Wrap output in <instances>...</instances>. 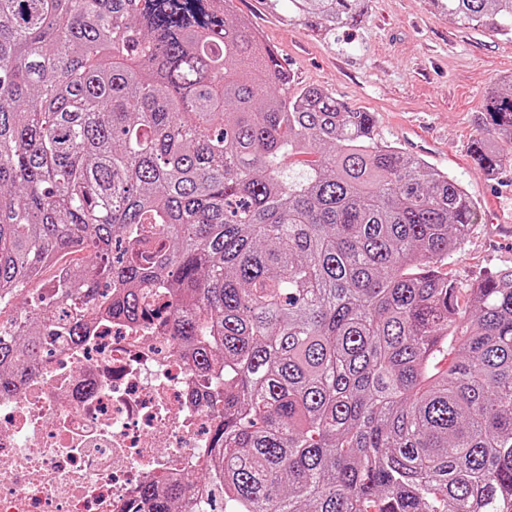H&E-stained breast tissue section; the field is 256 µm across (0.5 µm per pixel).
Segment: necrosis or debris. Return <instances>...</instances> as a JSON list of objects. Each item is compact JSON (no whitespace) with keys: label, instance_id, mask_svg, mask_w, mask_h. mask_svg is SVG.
<instances>
[{"label":"necrosis or debris","instance_id":"1","mask_svg":"<svg viewBox=\"0 0 512 512\" xmlns=\"http://www.w3.org/2000/svg\"><path fill=\"white\" fill-rule=\"evenodd\" d=\"M0 397V512H126L149 479L183 480L219 416L178 339L157 320L97 317Z\"/></svg>","mask_w":512,"mask_h":512}]
</instances>
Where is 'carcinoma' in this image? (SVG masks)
I'll list each match as a JSON object with an SVG mask.
<instances>
[{
  "label": "carcinoma",
  "instance_id": "obj_1",
  "mask_svg": "<svg viewBox=\"0 0 512 512\" xmlns=\"http://www.w3.org/2000/svg\"><path fill=\"white\" fill-rule=\"evenodd\" d=\"M319 30L364 0H269ZM512 36V0H434ZM232 0H0V297L62 330L139 320L146 288L221 414L200 479L151 512H512V270L440 271L473 194L288 74ZM512 90L475 165L512 164ZM68 264L43 299V273ZM0 330V395L44 354ZM449 354L457 361L439 368Z\"/></svg>",
  "mask_w": 512,
  "mask_h": 512
}]
</instances>
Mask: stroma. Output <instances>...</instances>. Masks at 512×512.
<instances>
[{"instance_id": "1", "label": "stroma", "mask_w": 512, "mask_h": 512, "mask_svg": "<svg viewBox=\"0 0 512 512\" xmlns=\"http://www.w3.org/2000/svg\"><path fill=\"white\" fill-rule=\"evenodd\" d=\"M292 75V91L317 85L354 110L374 113L383 141L458 178L482 221L443 267L458 287L512 269V166L489 175L469 154L487 89L512 78V37L451 20L432 0H368L362 22L326 36L263 0H233Z\"/></svg>"}]
</instances>
